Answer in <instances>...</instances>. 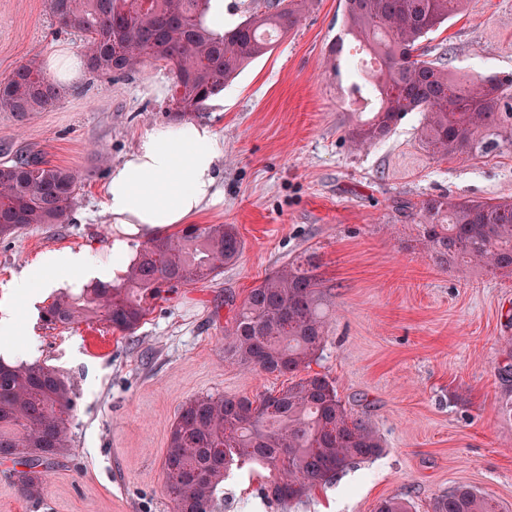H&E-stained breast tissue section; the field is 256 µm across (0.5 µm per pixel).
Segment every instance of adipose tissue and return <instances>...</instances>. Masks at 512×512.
<instances>
[{
  "mask_svg": "<svg viewBox=\"0 0 512 512\" xmlns=\"http://www.w3.org/2000/svg\"><path fill=\"white\" fill-rule=\"evenodd\" d=\"M224 141L205 123L154 126L112 166L103 192L104 213L125 232L167 229L187 224L222 200L220 162ZM127 245L115 241L112 262L104 265L83 250L44 253L13 290L26 303L92 280L111 281L126 260Z\"/></svg>",
  "mask_w": 512,
  "mask_h": 512,
  "instance_id": "obj_1",
  "label": "adipose tissue"
}]
</instances>
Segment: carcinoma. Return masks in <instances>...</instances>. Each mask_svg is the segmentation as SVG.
Wrapping results in <instances>:
<instances>
[{"mask_svg":"<svg viewBox=\"0 0 512 512\" xmlns=\"http://www.w3.org/2000/svg\"><path fill=\"white\" fill-rule=\"evenodd\" d=\"M311 0H270L224 33L206 23L210 0H49L58 22L86 36L93 72L129 74L147 59L173 73L167 120L198 116L206 102L250 61L271 51L270 35L286 34ZM462 0H344L348 34L378 60L360 70L345 59L351 89L379 100L370 122L350 132L358 147L386 137L409 113L423 114L422 139L440 158L469 157L496 147L512 118V75L478 77L461 86L441 59L422 58V42L448 21ZM64 94L29 60L0 81V110L23 123ZM78 176L35 155L0 163V236L32 224H63L76 200ZM401 209L420 216L426 248L439 260L487 265L512 276V202L430 199ZM244 249L233 224H190L175 234L135 245L122 273L78 294L56 297L44 309L51 324L102 316L112 329L132 334L152 301L235 264ZM316 256L278 268L250 289L239 305L229 299L224 330L231 360L260 373L296 380L276 393L200 396L186 402L174 422L163 462L173 512H215L224 481L239 463L271 472L264 499L300 502L349 466L372 460L383 445L371 425L353 417L325 375L298 373L319 359L326 334L327 292L314 273ZM71 390L54 368L39 362L0 360V459L16 465L12 477L23 497L38 501L48 473L70 454ZM398 497L375 512H410ZM432 512H499L498 503L468 485L435 498Z\"/></svg>","mask_w":512,"mask_h":512,"instance_id":"obj_1","label":"carcinoma"}]
</instances>
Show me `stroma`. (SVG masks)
I'll use <instances>...</instances> for the list:
<instances>
[{"label": "stroma", "instance_id": "stroma-1", "mask_svg": "<svg viewBox=\"0 0 512 512\" xmlns=\"http://www.w3.org/2000/svg\"><path fill=\"white\" fill-rule=\"evenodd\" d=\"M342 0H314L272 51L209 100L200 116L224 141V199L200 225H236L245 244L235 264L156 301L131 334L108 322L50 325L9 284L53 250L110 260L118 225L102 213L112 165L145 129L165 123L173 75L149 60L131 76L87 72L67 95L28 121L0 111V162L40 153L78 174L63 224H35L0 238V304L15 322L0 330L14 361L41 362L73 386L72 452L51 470L42 502L23 498L0 460V512H172L163 460L182 405L200 395L252 398L291 375L258 374L224 356L231 314L266 274L316 253L328 288L327 333L314 373L368 422L382 454L291 504H266V471L225 494L216 512H374L380 499L432 512L460 484L512 512V414L497 369L512 353V278L472 264L447 268L425 252L418 218L395 209L448 195L512 200V145L469 158H437L413 112L370 147L348 137L371 111L347 77L328 69L344 36ZM83 37L52 16L48 0H0V81L57 46ZM453 72L512 74V0H467L423 43Z\"/></svg>", "mask_w": 512, "mask_h": 512}]
</instances>
